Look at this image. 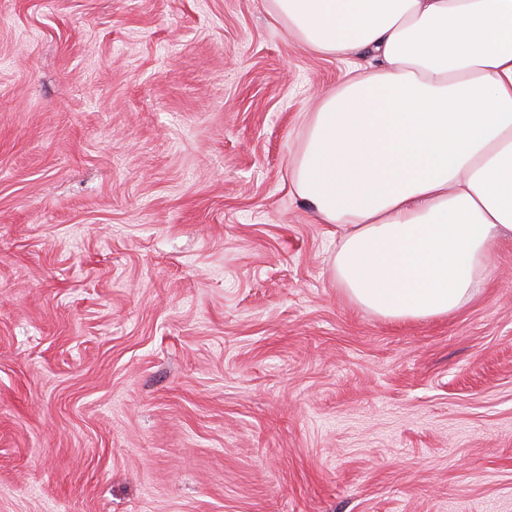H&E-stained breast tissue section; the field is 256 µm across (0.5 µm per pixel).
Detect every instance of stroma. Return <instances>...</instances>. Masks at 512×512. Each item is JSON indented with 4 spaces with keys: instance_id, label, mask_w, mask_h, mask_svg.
<instances>
[{
    "instance_id": "35a3bbf8",
    "label": "stroma",
    "mask_w": 512,
    "mask_h": 512,
    "mask_svg": "<svg viewBox=\"0 0 512 512\" xmlns=\"http://www.w3.org/2000/svg\"><path fill=\"white\" fill-rule=\"evenodd\" d=\"M268 0H0V512H512V241L395 322L290 161L346 66Z\"/></svg>"
}]
</instances>
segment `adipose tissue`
I'll list each match as a JSON object with an SVG mask.
<instances>
[{
  "label": "adipose tissue",
  "mask_w": 512,
  "mask_h": 512,
  "mask_svg": "<svg viewBox=\"0 0 512 512\" xmlns=\"http://www.w3.org/2000/svg\"><path fill=\"white\" fill-rule=\"evenodd\" d=\"M271 14L347 65L290 171L343 229L338 285L392 321L459 311L512 238V0H271Z\"/></svg>",
  "instance_id": "adipose-tissue-1"
}]
</instances>
